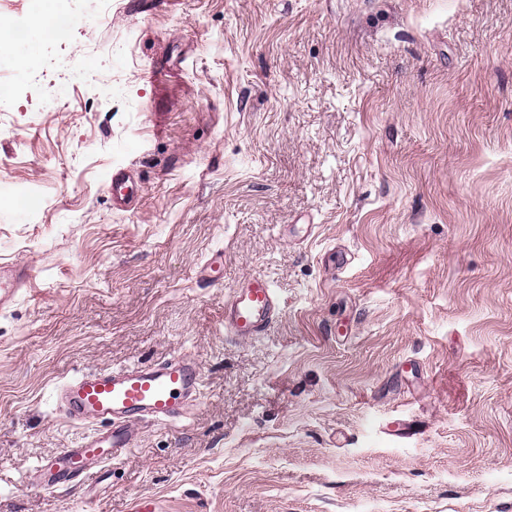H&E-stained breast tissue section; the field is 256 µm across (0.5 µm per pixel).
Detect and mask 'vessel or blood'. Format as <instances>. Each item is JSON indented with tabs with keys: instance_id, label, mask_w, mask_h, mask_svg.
Wrapping results in <instances>:
<instances>
[{
	"instance_id": "1",
	"label": "vessel or blood",
	"mask_w": 512,
	"mask_h": 512,
	"mask_svg": "<svg viewBox=\"0 0 512 512\" xmlns=\"http://www.w3.org/2000/svg\"><path fill=\"white\" fill-rule=\"evenodd\" d=\"M112 203L125 209L138 198V188L124 170L111 176ZM203 286L224 278L223 253L212 254L198 269ZM32 278L28 266L0 263V308L10 305ZM279 312L270 282L242 279L224 304V328L237 337L263 334ZM202 369L193 358L178 356L152 366L79 373L59 384L57 408L76 423H106L105 431L89 435L81 447L69 448L43 460L35 469L39 483L56 489L82 480L93 469L121 459L135 442L133 423L142 419L168 422L185 417L201 396Z\"/></svg>"
}]
</instances>
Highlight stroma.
I'll list each match as a JSON object with an SVG mask.
<instances>
[{"instance_id": "35a3bbf8", "label": "stroma", "mask_w": 512, "mask_h": 512, "mask_svg": "<svg viewBox=\"0 0 512 512\" xmlns=\"http://www.w3.org/2000/svg\"><path fill=\"white\" fill-rule=\"evenodd\" d=\"M69 4L0 101V183L40 197L0 213L33 271L0 310V512H512V0ZM249 276L280 310L237 338ZM181 355L189 415L38 485L89 433L57 384ZM112 203L118 209L132 206L138 198V187L125 170L113 171L111 176ZM198 275L205 287L220 283L224 279V254L220 252L212 254L199 266ZM279 312L275 289L260 277H246L224 303V329L237 337L259 336Z\"/></svg>"}]
</instances>
